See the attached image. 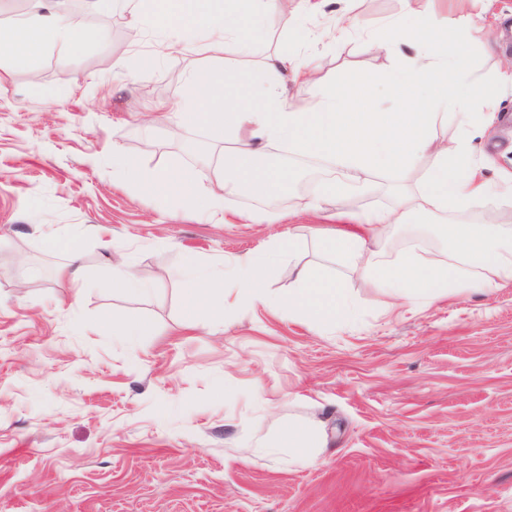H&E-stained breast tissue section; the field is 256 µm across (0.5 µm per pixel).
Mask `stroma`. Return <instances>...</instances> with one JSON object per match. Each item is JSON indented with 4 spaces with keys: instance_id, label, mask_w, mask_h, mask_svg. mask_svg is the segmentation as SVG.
<instances>
[{
    "instance_id": "35a3bbf8",
    "label": "stroma",
    "mask_w": 512,
    "mask_h": 512,
    "mask_svg": "<svg viewBox=\"0 0 512 512\" xmlns=\"http://www.w3.org/2000/svg\"><path fill=\"white\" fill-rule=\"evenodd\" d=\"M367 33L396 19L398 0H329L318 13H270L265 48L316 56L321 76L352 85L386 71L363 36L321 39L340 8ZM163 0L97 9L98 22L68 44L0 58V512H512V286L451 294L416 308L388 307L320 249L302 213L323 163L259 144L257 159L290 171L288 195L242 191L234 210L292 213L290 224L223 223L171 199L158 206L112 169V149L147 168L193 166L201 187L218 176L187 143L219 151L204 126L159 116L152 141L140 126L161 100L186 94L193 52L157 50ZM469 10L480 31L468 52L473 77L494 81L512 58V0L496 15ZM498 120L481 143L497 184L512 169V89L498 91ZM400 184L326 199L325 212L387 209ZM293 227L298 246L271 281L284 293L299 268L334 276L357 317L311 322L237 299L224 314L188 313L171 272L185 254L204 261L253 252ZM106 273L132 257L149 292H75L62 268ZM146 322L125 340L112 322ZM318 420L331 444L307 465L257 454L289 422Z\"/></svg>"
}]
</instances>
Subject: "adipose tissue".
I'll list each match as a JSON object with an SVG mask.
<instances>
[{
    "label": "adipose tissue",
    "instance_id": "1",
    "mask_svg": "<svg viewBox=\"0 0 512 512\" xmlns=\"http://www.w3.org/2000/svg\"><path fill=\"white\" fill-rule=\"evenodd\" d=\"M269 2L295 13L319 10L326 0H169L170 9L161 20L165 50L189 49L203 55L205 63L189 71L188 94L177 109L163 101L155 109L173 111L184 126L205 125L214 141L224 143V151L209 159L221 181L204 192L193 169L150 170L138 158L116 149L112 166L124 183L161 203L178 197L215 218L225 215L226 196L232 190L246 189L266 197L285 191L288 177L283 171L255 166L252 145L256 142L281 143L297 153L315 155L334 172L321 183L320 192L336 198L369 191L371 177L378 172L403 179L427 156L431 162L417 190L399 195L391 209L350 213L357 231L319 229L320 248L393 305L435 301L451 291L487 295L511 284L512 240L497 232L494 213H486L480 224L448 221L449 211L467 210L490 193L475 155L484 130L498 118L496 96L481 94L471 78L466 15L445 18L433 0H403L413 23L402 27L388 22L371 40L376 54L399 55L394 70L358 85L327 84L314 58L279 48L265 54L256 70L247 71L245 80L253 82L260 72L273 74L281 79L284 93L255 96L245 91L235 103H227V68L250 56L255 41L263 38ZM74 35L70 18L48 6L25 17L12 31H0V56H19L34 40L64 43ZM382 85L396 101L393 111L380 112L373 105ZM448 109L461 129L451 142L435 132L441 111ZM421 215L443 224L450 246L448 259L427 263L411 247L389 260L379 241L365 235L369 229L415 223ZM295 245L294 237L288 235L273 249L229 260L204 264L184 257L175 274L184 285L188 311L223 312L224 288L229 285L273 309L322 323L353 316L354 303L344 288L316 270H298L297 285L287 295L267 292V280L291 257ZM69 274L80 289L92 284L129 294L148 290L125 258L111 263L109 274L99 277L81 264L75 251ZM328 444L318 426L297 421L289 423L282 446L267 448L266 453L276 456L285 449L305 465Z\"/></svg>",
    "mask_w": 512,
    "mask_h": 512
}]
</instances>
